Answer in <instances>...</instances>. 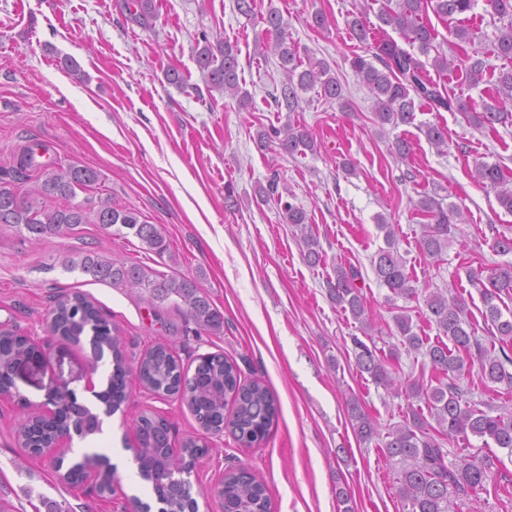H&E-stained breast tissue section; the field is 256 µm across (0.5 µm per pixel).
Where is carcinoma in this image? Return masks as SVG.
I'll use <instances>...</instances> for the list:
<instances>
[{"instance_id":"carcinoma-1","label":"carcinoma","mask_w":512,"mask_h":512,"mask_svg":"<svg viewBox=\"0 0 512 512\" xmlns=\"http://www.w3.org/2000/svg\"><path fill=\"white\" fill-rule=\"evenodd\" d=\"M478 0H396L395 7H384L378 18L381 23L396 30L405 45L380 29L377 36L363 17L354 14L347 21L351 35L357 41L374 45V61L362 55L349 59L351 70L367 87L375 101V117L379 126L411 124L416 118V104L425 105L432 112H457L468 124L476 128L493 129L509 119L506 103H512V0H483L484 11L498 19L501 27L489 52L475 46V37L469 29L454 23L458 16L474 10ZM129 19L139 25L150 26L155 18L154 0H126ZM448 21V35L456 59L436 45L438 33L424 21L428 11ZM261 20L267 25L265 36L255 41V49L265 56L276 53L284 79L270 93L279 110L296 112L301 109V93L319 88V95L328 100L344 99L343 88L323 60L303 62L283 27L279 10L270 6ZM203 46L196 48L194 62L204 76L208 91H217L239 101L249 102L248 92L239 83L238 53L225 41L211 42L202 34ZM493 54L505 61L498 74L488 73L485 57ZM439 74H456L461 83L477 86L485 78L494 80L496 97L478 112L467 100L451 93L431 77L426 62ZM426 140L437 148L447 145V131L437 123L420 126ZM262 147L275 143L293 156L316 153L317 144L311 134L301 126L287 124L279 129H260L256 132ZM476 178L482 188L492 191L505 211L512 213V180L507 178L498 163L478 162ZM98 182L96 171L84 166L66 168L49 166L43 170L42 180L23 190L12 181L0 180V224H11L26 238L39 243L49 237L63 236L81 224H97L110 234L126 229L138 238L144 249L164 258L169 243L156 224L140 220L135 210L122 207L112 197H98L76 203L77 191H89ZM265 203L279 208L284 223L297 228L302 235L304 259L311 267L321 259L320 243L309 224L307 212L291 201L283 199L277 178L258 190ZM416 209L430 219L424 225L420 241L422 252L438 258L448 247L458 228L460 211L444 204V199L424 196ZM378 228L384 232L385 246L371 259L377 280L395 297L405 300L419 299L418 289L406 272V261L401 255L395 226L383 216L378 217ZM70 270L79 269L95 281L110 282L114 286L138 291L153 311H176L186 323L195 325L199 332L213 335L221 333L224 317L213 308L206 293L189 276L166 277L137 263L101 259L95 252H85L78 258L65 261ZM361 277L353 265H336L334 275L326 280L327 295L331 302L350 314L365 329H372L368 319L365 296L356 284ZM471 283L479 288L484 310V322L494 328L492 336L502 348L495 354L475 334V327L467 316L465 299L448 296L439 290L424 296L426 317L445 339L429 343L413 332L412 319L401 314L395 324L406 351L423 352L431 367L429 382H424L425 368H420L421 379L405 386V393L425 404L423 409L408 408L403 423L394 425L383 434L376 421L364 411L358 398L347 403V413L356 437L370 443L379 439L383 455L400 465L397 473L398 495L405 512H449L450 495L482 490L490 478V459L480 453L469 452L454 462H446L448 452L444 441L456 440L471 447L470 437L483 439V446L495 445L512 454V411L494 413L491 405L474 400L471 388L464 380L477 372L485 389L512 390V356L504 348L512 347V311L503 313L499 302L512 297V261L495 268L490 275L471 270ZM50 329L80 344L87 340L93 357L102 360L111 355L112 373L103 393V402L110 412L118 410L128 398V381L136 374L145 387L161 394L175 395L184 401L196 416L201 427L219 433L228 427L237 441L252 445L262 441L269 433L278 412L277 401L269 388L259 380L241 382L239 366L222 354H211L199 359L193 375L184 371L170 346L158 343L140 357L130 359L125 354L120 328L112 322L85 294L75 292L55 301L49 312ZM356 370L368 375L371 381L388 390L394 386L390 367L399 362V347L388 352L377 348L373 337L364 341L351 337ZM33 345L24 336L0 331V387L9 385L8 370L23 355L32 353ZM59 398L65 403L68 421L78 425L82 438L101 431V419L88 406L76 405L71 392L62 391ZM232 399V410L224 414L227 399ZM428 413H423V410ZM32 415L21 418L18 433L23 444L40 445L48 440L51 428L31 422ZM139 437L133 449L140 478L151 485L157 500L163 502L162 512H198L191 494V460L203 453V447L193 438L183 442L182 453L170 451L169 423L162 417L141 418L137 426ZM86 466L97 470L96 493L102 497L112 492L115 471L107 465V457L92 452L83 456V462L72 470ZM219 494L224 497V512H271V500L265 486L246 469L238 468L224 476Z\"/></svg>"}]
</instances>
